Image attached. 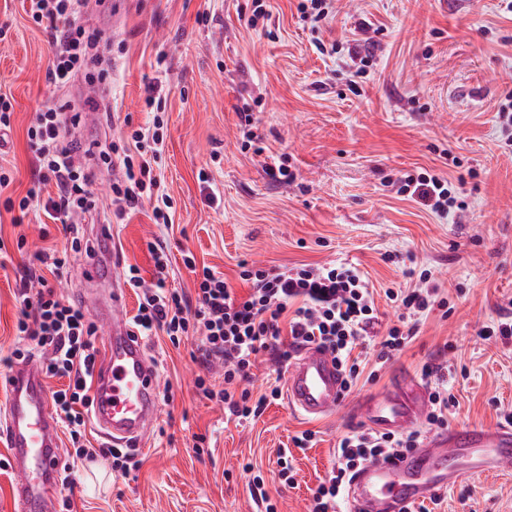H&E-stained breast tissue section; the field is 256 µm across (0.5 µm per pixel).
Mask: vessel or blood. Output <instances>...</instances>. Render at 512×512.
Here are the masks:
<instances>
[{"mask_svg": "<svg viewBox=\"0 0 512 512\" xmlns=\"http://www.w3.org/2000/svg\"><path fill=\"white\" fill-rule=\"evenodd\" d=\"M89 271L91 279L106 284L109 291L102 314L109 329L96 374L92 420L111 441L136 444L157 422L156 367L146 355L143 339L128 324L126 289L115 274L111 249L98 252ZM0 385L6 388L0 402V434L17 478V512H52L64 450L39 361L15 363L0 376ZM343 395L342 375L333 358L313 345L299 349L286 375L290 408L319 419L335 413ZM428 410V389L410 374L397 375L390 389L367 396L357 406L363 421L383 433L414 428ZM464 458L472 459L477 469L487 463L511 466L512 426H455L426 438L403 456L365 464L349 485L351 512H407L409 504L465 479V471L452 465Z\"/></svg>", "mask_w": 512, "mask_h": 512, "instance_id": "b4317fda", "label": "vessel or blood"}]
</instances>
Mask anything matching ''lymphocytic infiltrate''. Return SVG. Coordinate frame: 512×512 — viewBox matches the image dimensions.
I'll return each mask as SVG.
<instances>
[{
	"instance_id": "1",
	"label": "lymphocytic infiltrate",
	"mask_w": 512,
	"mask_h": 512,
	"mask_svg": "<svg viewBox=\"0 0 512 512\" xmlns=\"http://www.w3.org/2000/svg\"><path fill=\"white\" fill-rule=\"evenodd\" d=\"M33 22L47 31L53 47L48 69L50 86L66 84L83 76L91 85L112 79L107 42L99 31L87 27L83 18L90 0H29ZM79 116L72 104H48L38 110L28 129L35 155L33 185L20 199L21 215L41 212L63 224L71 235V250L82 248L85 223H111L138 212L145 201H152L153 221L170 223V201L158 191L164 139L159 133L161 119L133 129L125 146L108 144L96 151L83 147L73 136ZM103 164L121 160L123 173L111 186L113 209H97L94 181L85 164L87 157ZM55 185V194H44L43 186ZM398 194L410 197L432 213L463 220L468 211L447 179L432 174L406 175L396 180ZM154 262L152 279H144L136 266H129L124 283L139 298L132 328L141 336L160 332L172 345L184 338L199 339L197 350L203 364L221 361L224 386L215 388L205 380L196 387L208 400L223 404L225 412L238 419L259 417L268 397L278 396V388L255 396L243 384L252 377V367L260 353L276 352L280 365H287L295 350L319 346L333 355L343 376L344 389L354 386L370 362L385 363L400 354L415 337L421 317L434 309L447 308L428 272H421L412 288L387 290L389 300L398 302L407 313L403 326L388 328L377 335L378 323L373 292L361 271L345 263L281 268H255L240 262L239 278L249 286L247 295H238L223 272L197 266L193 257H184L197 284L195 298L169 287L170 254L163 242L149 244ZM37 270L22 275L18 299L16 331L26 341L10 357L20 360L40 354L50 376L67 378L66 388L54 391L52 406L69 433L80 462L109 461L114 471L127 475L140 462L134 454L118 448H89L82 441L92 402L90 390L100 350L95 328L81 305L58 294L48 282L60 275L67 254L53 248L34 255ZM380 336L375 359L355 356L358 345ZM422 434L409 431L381 434L354 431L339 440L333 466L312 497L310 512H336L355 471L363 465L418 447Z\"/></svg>"
}]
</instances>
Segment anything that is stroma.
I'll return each mask as SVG.
<instances>
[{
    "instance_id": "obj_1",
    "label": "stroma",
    "mask_w": 512,
    "mask_h": 512,
    "mask_svg": "<svg viewBox=\"0 0 512 512\" xmlns=\"http://www.w3.org/2000/svg\"><path fill=\"white\" fill-rule=\"evenodd\" d=\"M257 27L246 20L254 0H106L84 18L111 42L112 84L76 78L50 88V38L27 15V0H0V93L13 105L12 130L0 145V167L12 181L0 189V239L10 246L0 269V355L22 341L16 333L14 271L38 248L64 247L61 225L44 215L13 224L7 200L31 185L34 156L27 129L49 99L81 105L111 101L133 126L148 123L145 82L169 89L162 104V184L173 200L172 228L138 213L113 225L118 268L150 273L147 244L167 242L173 287L193 293L182 252L236 279L240 260L266 267L338 261L356 266L374 285L383 325L396 320L386 289L409 285L403 264L386 253L412 255L431 270L448 300V316L421 318L419 333L375 380L359 384L335 413L306 420L285 399L254 420L227 417L202 398L197 377L223 383L222 371L196 360L197 342L172 346L146 338L159 368L160 415L140 444L139 470L96 464L89 488H56L53 512H265L249 488L245 465L260 472L275 512H309L340 436L363 429L352 410L365 394L385 389L395 371L452 365L448 390L457 406L449 426L493 429L512 409V342L479 330L512 310V140L498 105L512 91V12L503 0H333L321 29L301 19L299 0H264ZM380 26L376 57L359 80L347 66V42L360 23ZM359 92H351L350 83ZM252 112L259 147H247L241 110ZM285 164L292 182L273 180L267 166ZM447 176L469 205L459 224L390 191L404 173ZM220 192L207 200L208 186ZM26 233L24 250L15 239ZM304 430L312 447H294ZM206 436L209 450L197 453ZM289 449L293 483L279 475ZM423 512H512V468L471 476L424 503Z\"/></svg>"
}]
</instances>
